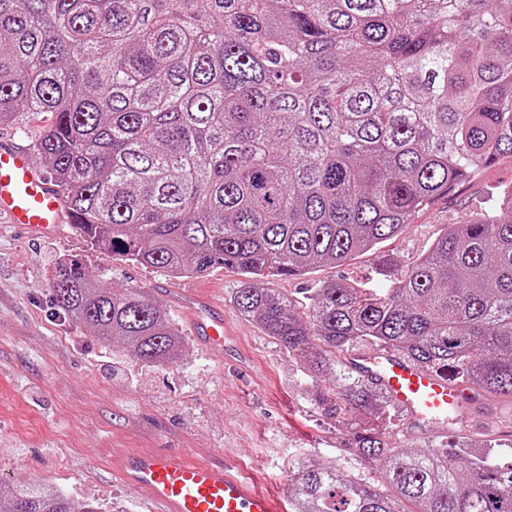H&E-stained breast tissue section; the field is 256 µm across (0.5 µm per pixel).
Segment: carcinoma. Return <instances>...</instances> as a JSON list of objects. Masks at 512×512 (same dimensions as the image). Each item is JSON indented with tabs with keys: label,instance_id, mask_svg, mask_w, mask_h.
Segmentation results:
<instances>
[{
	"label": "carcinoma",
	"instance_id": "cac0c4a2",
	"mask_svg": "<svg viewBox=\"0 0 512 512\" xmlns=\"http://www.w3.org/2000/svg\"><path fill=\"white\" fill-rule=\"evenodd\" d=\"M33 142L93 251L169 278L230 268L234 306L302 361L357 459L292 466L291 512H512L497 440L392 445L395 410L350 372L363 345L512 399V188L400 268L382 244L512 154V0H0V124ZM377 254L383 288L270 287ZM55 305L146 366L185 341L141 288L56 262ZM0 512H97L0 482Z\"/></svg>",
	"mask_w": 512,
	"mask_h": 512
}]
</instances>
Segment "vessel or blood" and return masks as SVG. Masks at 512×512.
<instances>
[{
  "label": "vessel or blood",
  "instance_id": "b4317fda",
  "mask_svg": "<svg viewBox=\"0 0 512 512\" xmlns=\"http://www.w3.org/2000/svg\"><path fill=\"white\" fill-rule=\"evenodd\" d=\"M0 219L37 236L54 234L71 222L56 181L39 171L24 149L0 138ZM197 337L212 351L224 350V318L193 317ZM352 370L379 386L404 412L410 432H424L447 418L466 422L479 400L478 390L450 380L446 371L417 366L400 354L354 351L347 357ZM122 483L144 496L149 512H288V499L261 485L231 456L200 463L164 450L120 456Z\"/></svg>",
  "mask_w": 512,
  "mask_h": 512
}]
</instances>
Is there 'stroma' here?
I'll use <instances>...</instances> for the list:
<instances>
[{"instance_id":"35a3bbf8","label":"stroma","mask_w":512,"mask_h":512,"mask_svg":"<svg viewBox=\"0 0 512 512\" xmlns=\"http://www.w3.org/2000/svg\"><path fill=\"white\" fill-rule=\"evenodd\" d=\"M512 185V156L500 155L415 214L385 244L410 264L450 224L473 219L500 187ZM86 257L104 286L140 288L169 312L185 340L183 356L149 367L119 356L57 309L53 265L62 255ZM375 260L359 255L343 266L318 265L302 279H279L287 293L324 281L364 276ZM240 275L218 268L198 278L171 279L119 256L91 253L71 225L34 239L0 223V479L42 481L102 508L145 512L112 471L120 450L162 448L206 461L237 455L270 487L288 488L296 457L338 460L376 476L351 456L335 420L304 394L303 368L233 303ZM200 296L224 313V354L193 335L184 301ZM465 431L395 435L396 444L452 445L460 434L491 435L512 446V402L479 401Z\"/></svg>"}]
</instances>
